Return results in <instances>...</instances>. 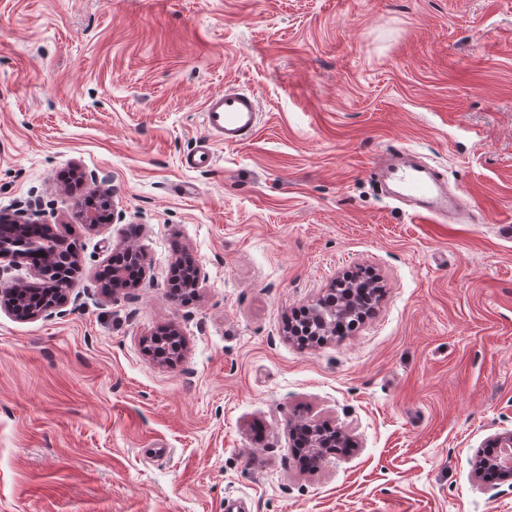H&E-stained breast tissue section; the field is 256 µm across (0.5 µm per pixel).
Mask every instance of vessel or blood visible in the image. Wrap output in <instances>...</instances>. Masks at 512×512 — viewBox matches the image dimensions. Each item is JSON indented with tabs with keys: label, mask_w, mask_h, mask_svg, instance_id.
<instances>
[{
	"label": "vessel or blood",
	"mask_w": 512,
	"mask_h": 512,
	"mask_svg": "<svg viewBox=\"0 0 512 512\" xmlns=\"http://www.w3.org/2000/svg\"><path fill=\"white\" fill-rule=\"evenodd\" d=\"M203 123L207 138L181 157L180 164L185 169H209L215 162L216 145H236L253 136L260 123V106L254 95L238 90L219 91L206 99ZM380 183L386 197L411 202V214L420 220H434L450 211L460 216L473 209L466 190L445 193L439 172L420 164L410 152L402 153L381 171Z\"/></svg>",
	"instance_id": "vessel-or-blood-1"
}]
</instances>
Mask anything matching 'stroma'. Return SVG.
<instances>
[{
  "instance_id": "1",
  "label": "stroma",
  "mask_w": 512,
  "mask_h": 512,
  "mask_svg": "<svg viewBox=\"0 0 512 512\" xmlns=\"http://www.w3.org/2000/svg\"><path fill=\"white\" fill-rule=\"evenodd\" d=\"M227 88L259 129L182 168ZM401 147L472 217L381 195ZM99 187L113 219L90 228ZM0 212L80 257L63 307L0 306V512H512L472 464L512 429V0H0ZM131 243L146 277L106 297ZM185 257L204 281L174 301ZM360 267L371 314L288 339ZM172 325L162 365L142 341ZM299 421L357 446L302 468ZM170 336V342H178L173 348H170L168 345H163L162 342L154 343L148 348V352L160 363L172 362L174 350L184 346V338L177 326H173L170 330Z\"/></svg>"
}]
</instances>
